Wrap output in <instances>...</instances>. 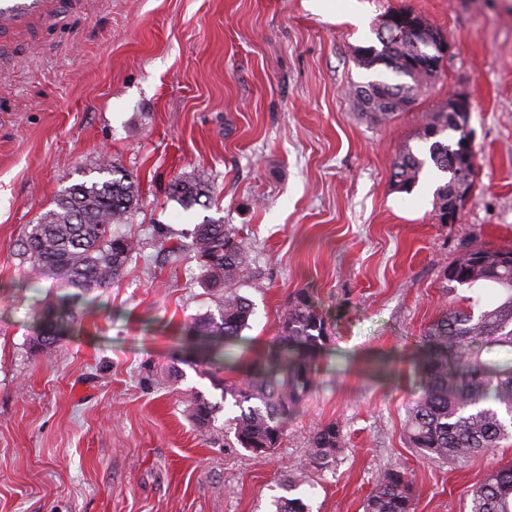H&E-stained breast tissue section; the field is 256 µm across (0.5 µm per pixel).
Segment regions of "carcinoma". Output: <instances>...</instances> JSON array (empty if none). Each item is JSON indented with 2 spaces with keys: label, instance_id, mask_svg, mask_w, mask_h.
Listing matches in <instances>:
<instances>
[{
  "label": "carcinoma",
  "instance_id": "cac0c4a2",
  "mask_svg": "<svg viewBox=\"0 0 512 512\" xmlns=\"http://www.w3.org/2000/svg\"><path fill=\"white\" fill-rule=\"evenodd\" d=\"M418 37L394 43L391 62L369 66L377 78L353 86L354 105L374 125H385L409 111L421 84L434 77L424 68ZM468 137L454 113L440 106L422 113L415 138L425 150L404 145L391 164L393 190L410 193L421 177L433 171L441 178L435 189L434 218L448 223V205L462 204L476 184L459 179L465 164L463 142ZM99 172L111 178L73 184L53 201L20 243L18 256L32 269L53 280L58 292L40 301L33 311L39 332L33 343L43 355L52 354L74 322L77 302L91 293L110 288L136 259L137 239L115 233L112 226L127 224L136 208L138 187L128 174L109 162ZM171 197L185 210L209 198L207 186L196 180H179ZM160 251L179 259L193 253L203 285L217 299V313L196 317L192 331L204 344V356L183 363L201 368L222 401L235 409L228 419L242 448L255 454L279 447L289 421L316 383L318 356L330 339L326 312L314 291L303 289L288 306L278 334L264 360L245 372L224 378V342L237 339L253 312L251 301L237 292L248 266L250 245L236 228L220 220L205 219L188 233L189 242L169 243L167 231L155 229ZM448 290L459 287L494 288L496 300L480 312L474 298L462 299L443 311L420 336L422 354L416 365L413 397L406 408L405 437L409 447L447 463L462 462L475 454L498 448L512 439V247L470 244L446 270ZM74 292L69 293L67 289ZM191 418L206 432L221 406L197 392L189 393ZM345 435L336 423L319 427L311 448L279 484L284 494L273 499L275 512H310L300 496L311 472L326 470L344 447ZM418 497L414 479L401 464L381 469L364 500V512H415ZM470 512H512V462L490 471L473 491Z\"/></svg>",
  "mask_w": 512,
  "mask_h": 512
}]
</instances>
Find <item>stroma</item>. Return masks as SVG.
Segmentation results:
<instances>
[{"mask_svg":"<svg viewBox=\"0 0 512 512\" xmlns=\"http://www.w3.org/2000/svg\"><path fill=\"white\" fill-rule=\"evenodd\" d=\"M401 7L445 34L448 56L411 111L374 126L348 95L374 77L353 50ZM452 92L471 101L476 187L440 224L433 195L391 189L390 163ZM104 158L139 186L120 230L140 253L45 356L32 312L52 281L18 245ZM190 177L212 186L209 207L169 197ZM207 217L252 245L238 292L253 314L224 347L238 369L265 354L301 289L331 324L316 385L269 455L238 445L233 410L204 434L186 403L221 399L182 362L192 319L217 304L195 259L164 262L154 227L179 239ZM474 241L512 246V0H60L0 35V512H271L329 422L345 446L305 486L310 512H363L397 462L421 491L415 512H469L512 439L452 465L410 448L404 424L412 339L473 294L449 292L445 270Z\"/></svg>","mask_w":512,"mask_h":512,"instance_id":"obj_1","label":"stroma"}]
</instances>
